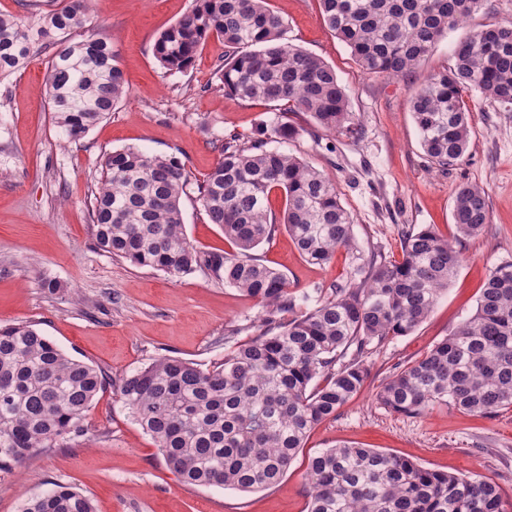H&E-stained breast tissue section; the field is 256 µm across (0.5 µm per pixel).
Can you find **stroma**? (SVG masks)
Here are the masks:
<instances>
[{"label": "stroma", "instance_id": "1", "mask_svg": "<svg viewBox=\"0 0 512 512\" xmlns=\"http://www.w3.org/2000/svg\"><path fill=\"white\" fill-rule=\"evenodd\" d=\"M192 0H92L79 41L105 37L129 86V96L77 141L61 140L45 84L51 54L41 51L0 81V324L28 322L71 357L101 371L87 420L88 440L31 455L0 474V512H21L25 500L56 484L88 495L96 512H307L304 472L310 455L339 444L376 448L427 468L478 474L496 482L512 502V408L476 415L448 407L420 416L392 413L377 393L392 365L422 357L471 316L491 269L512 261V105L472 92L466 160L438 169L420 145L410 97L430 73L447 69L466 30L512 21V0H485L467 29L448 31L406 78L364 71L325 23L319 0H267L288 23L290 41L328 63L349 93L360 139L328 134L314 139L308 118L284 105L242 102L206 91L224 42L210 37L184 72L167 73L154 55L159 34ZM287 114L298 136L279 143L335 181L351 214L356 239L401 260L404 227L434 226L449 236L457 186L484 188L490 222L477 238L459 243L461 266L430 316L364 359L369 376L335 418L317 425L288 472L274 486L250 493L183 483L150 435L119 402L113 381L162 356L209 368L224 359L226 336L244 342L259 332L261 308L236 289L195 272L180 278L113 258L94 245L89 209L112 151L136 148L174 156L194 180L215 165L225 132L257 136L263 122ZM189 239L227 250L195 194L181 199ZM298 292L330 286L349 270L347 252L328 264L302 257L287 233L257 251ZM60 283L48 293L44 280Z\"/></svg>", "mask_w": 512, "mask_h": 512}]
</instances>
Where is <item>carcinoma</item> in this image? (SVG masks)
Here are the masks:
<instances>
[{
	"label": "carcinoma",
	"mask_w": 512,
	"mask_h": 512,
	"mask_svg": "<svg viewBox=\"0 0 512 512\" xmlns=\"http://www.w3.org/2000/svg\"><path fill=\"white\" fill-rule=\"evenodd\" d=\"M90 0H66L28 26L0 17V78L30 54L54 49L48 95L62 139L83 138L128 93L107 40L85 27ZM325 23L368 73L405 77L483 0H319ZM288 23L266 0H193L162 31L155 56L182 72L213 35L224 40L217 90L244 102H285L319 132L353 139L359 124L336 71L288 41ZM512 105V22L493 23L460 41L453 65L427 76L410 107L421 146L441 169L468 152V93ZM298 128L276 120L243 142L229 133L219 159L197 183L208 220L231 251L197 247L187 236L181 198L190 184L175 157L126 148L108 154L91 207L95 246L173 278L200 271L263 308L259 333L202 369L163 356L119 379L115 391L154 440L167 465L190 485L254 492L287 472L311 430L336 417L363 388L362 357L405 336L434 309L456 275L461 253L433 226L401 229L402 259L366 252L353 234L336 184L306 161L270 147ZM284 194L283 219L269 217V196ZM454 237H478L489 223L485 190L460 184ZM286 231L309 262L326 264L344 249L351 270L328 288L297 293L255 251ZM107 381L66 354L30 323L0 326V473L30 455L86 436V413ZM388 410L419 415L440 406L479 415L512 408V263L493 268L475 312L421 358L398 364L377 393ZM308 512H507L497 484L479 475L430 470L375 448L336 445L308 460ZM22 512H95L92 500L56 484Z\"/></svg>",
	"instance_id": "1"
}]
</instances>
